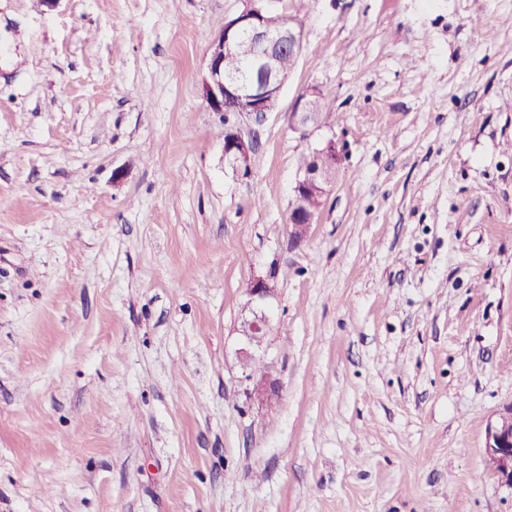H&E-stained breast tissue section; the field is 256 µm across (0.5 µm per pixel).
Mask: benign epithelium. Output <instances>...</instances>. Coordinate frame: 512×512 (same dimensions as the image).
<instances>
[{"label": "benign epithelium", "mask_w": 512, "mask_h": 512, "mask_svg": "<svg viewBox=\"0 0 512 512\" xmlns=\"http://www.w3.org/2000/svg\"><path fill=\"white\" fill-rule=\"evenodd\" d=\"M243 8L224 18V27L211 43L207 52V75L203 79L202 94L214 112L240 116L272 111L288 80L281 67L285 54L298 56L302 43V30L291 21L271 28L266 21L267 0H242ZM247 51L250 73L245 79L224 73V52ZM320 95L303 94L292 112L294 129L307 133L318 124L317 106ZM252 145L231 125L224 127V159L241 175L251 173ZM340 154L336 141L329 139L310 153L308 165L298 171L293 193L326 197L333 189ZM319 211L293 210L289 224L294 228V242H299L300 230L311 226ZM274 288L263 278H255L248 288L249 303L262 304L273 296ZM267 327L262 313L252 312L244 321L245 335L253 345H260ZM484 453L501 482L512 487V405L489 423L486 429Z\"/></svg>", "instance_id": "1"}]
</instances>
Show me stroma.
Here are the masks:
<instances>
[{"mask_svg":"<svg viewBox=\"0 0 512 512\" xmlns=\"http://www.w3.org/2000/svg\"><path fill=\"white\" fill-rule=\"evenodd\" d=\"M268 4L301 53L228 120L202 80L241 0H0V512H512L483 451L512 404V0ZM320 95L315 92H307L303 94L292 113L294 129L306 134L308 129L316 127L317 121V106L320 102ZM252 145L229 122L224 127V159L241 175L251 173ZM300 160V167L293 186V194H311L313 197H328L333 189L340 154L336 142L332 139L323 143L320 148Z\"/></svg>","mask_w":512,"mask_h":512,"instance_id":"stroma-1","label":"stroma"}]
</instances>
